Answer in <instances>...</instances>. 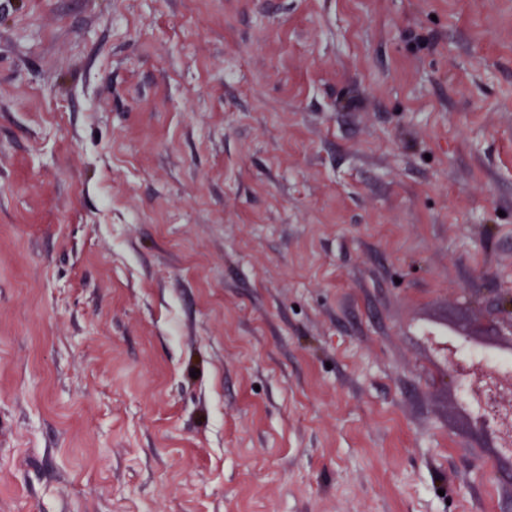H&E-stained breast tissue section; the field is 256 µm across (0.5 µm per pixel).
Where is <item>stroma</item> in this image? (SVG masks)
<instances>
[{"mask_svg": "<svg viewBox=\"0 0 512 512\" xmlns=\"http://www.w3.org/2000/svg\"><path fill=\"white\" fill-rule=\"evenodd\" d=\"M512 0H0V512H512Z\"/></svg>", "mask_w": 512, "mask_h": 512, "instance_id": "35a3bbf8", "label": "stroma"}]
</instances>
